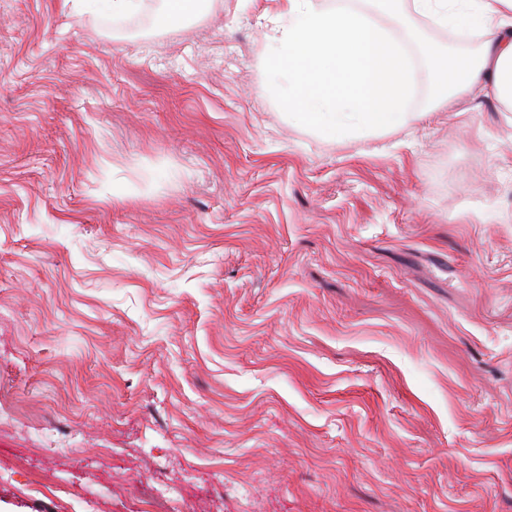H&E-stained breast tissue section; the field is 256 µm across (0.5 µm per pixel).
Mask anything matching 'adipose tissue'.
<instances>
[{"instance_id":"1","label":"adipose tissue","mask_w":512,"mask_h":512,"mask_svg":"<svg viewBox=\"0 0 512 512\" xmlns=\"http://www.w3.org/2000/svg\"><path fill=\"white\" fill-rule=\"evenodd\" d=\"M268 48L289 121L322 135L403 125L480 85L512 112V0H283Z\"/></svg>"}]
</instances>
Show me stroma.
<instances>
[{"instance_id": "1", "label": "stroma", "mask_w": 512, "mask_h": 512, "mask_svg": "<svg viewBox=\"0 0 512 512\" xmlns=\"http://www.w3.org/2000/svg\"><path fill=\"white\" fill-rule=\"evenodd\" d=\"M282 0H0V512H512V112L325 138ZM73 2H76V16L81 18L84 14L108 15L112 16L113 22L139 13L148 6V0H74Z\"/></svg>"}]
</instances>
